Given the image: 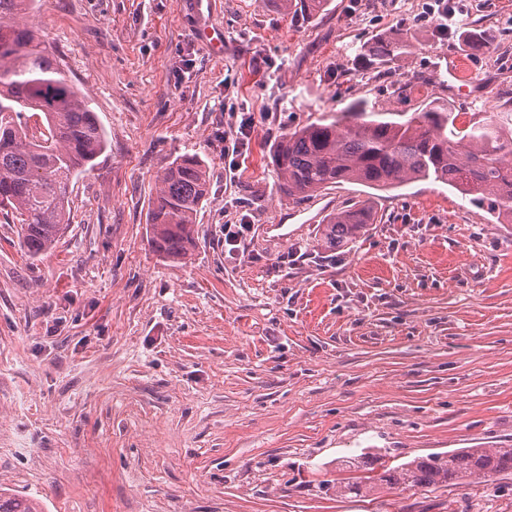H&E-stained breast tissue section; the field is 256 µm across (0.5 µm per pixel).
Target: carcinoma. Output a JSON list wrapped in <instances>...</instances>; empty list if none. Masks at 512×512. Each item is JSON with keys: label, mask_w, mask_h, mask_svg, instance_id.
Segmentation results:
<instances>
[{"label": "carcinoma", "mask_w": 512, "mask_h": 512, "mask_svg": "<svg viewBox=\"0 0 512 512\" xmlns=\"http://www.w3.org/2000/svg\"><path fill=\"white\" fill-rule=\"evenodd\" d=\"M275 10L303 21L324 14L330 0H271ZM32 0H0V206L13 210L19 239L32 258L69 227L74 175L105 150L95 112L59 66L24 14ZM406 44L378 39L361 47L357 65L383 69ZM342 125L310 123L284 132L271 156L280 187L299 200L342 183L375 190L432 180L448 185L496 221L512 223V128L489 119L467 128L439 101L419 111L372 112ZM208 193V169L183 156L156 178L149 206L150 245L162 258L187 257ZM378 216L368 200L327 216L326 243L338 247ZM512 472V448H461L416 457L380 475L390 488L453 486L472 477ZM0 512H42L0 486Z\"/></svg>", "instance_id": "1"}]
</instances>
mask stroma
<instances>
[{
  "label": "stroma",
  "mask_w": 512,
  "mask_h": 512,
  "mask_svg": "<svg viewBox=\"0 0 512 512\" xmlns=\"http://www.w3.org/2000/svg\"><path fill=\"white\" fill-rule=\"evenodd\" d=\"M432 2L331 0L301 22L267 0H35L27 21L107 147L41 256L0 210V486L43 512H512V474L342 491L419 456L512 447V224L414 182L327 248L317 215L364 187L295 202L271 162L283 132L357 103L512 121V0H448L477 53L417 24ZM379 37L410 47L362 77L355 51ZM456 55L463 84L445 69ZM247 113L233 170L224 132ZM184 155L209 188L196 246L172 263L147 215ZM244 218L247 246L231 248L224 228ZM268 224L297 230L282 241Z\"/></svg>",
  "instance_id": "stroma-1"
}]
</instances>
